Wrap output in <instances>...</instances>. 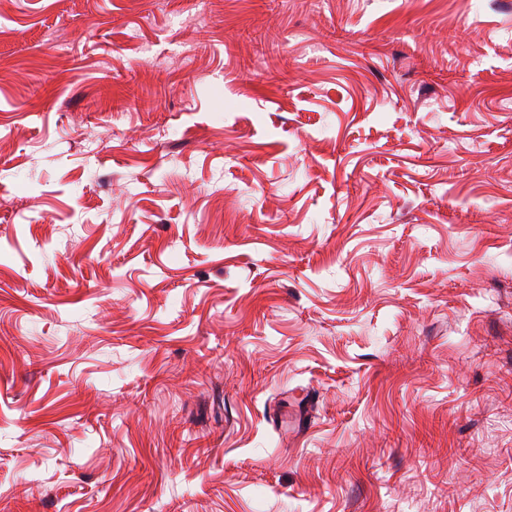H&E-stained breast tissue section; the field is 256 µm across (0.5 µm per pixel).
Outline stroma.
<instances>
[{
    "label": "stroma",
    "mask_w": 512,
    "mask_h": 512,
    "mask_svg": "<svg viewBox=\"0 0 512 512\" xmlns=\"http://www.w3.org/2000/svg\"><path fill=\"white\" fill-rule=\"evenodd\" d=\"M1 20L0 512H512V0Z\"/></svg>",
    "instance_id": "obj_1"
}]
</instances>
